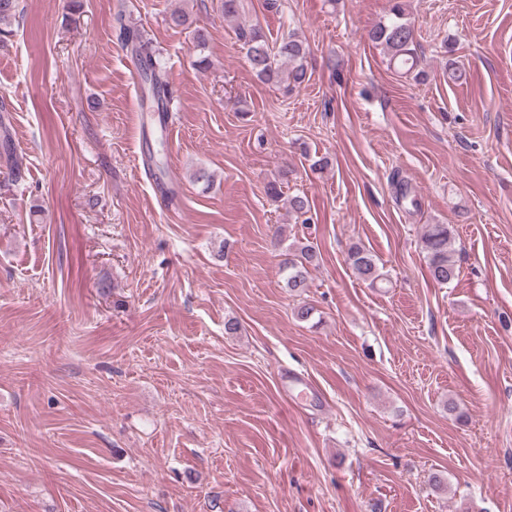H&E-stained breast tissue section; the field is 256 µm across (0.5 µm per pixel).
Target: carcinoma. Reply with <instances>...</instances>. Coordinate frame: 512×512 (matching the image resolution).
<instances>
[{"instance_id":"1","label":"carcinoma","mask_w":512,"mask_h":512,"mask_svg":"<svg viewBox=\"0 0 512 512\" xmlns=\"http://www.w3.org/2000/svg\"><path fill=\"white\" fill-rule=\"evenodd\" d=\"M19 0H0V42L5 43L13 36L12 18L19 10ZM115 22L125 45L131 47L139 75L145 85L142 109L151 114L153 121L163 126L165 116L172 110L174 92L167 71L160 61L159 52L153 42L126 20L120 10ZM238 38L247 47L246 57L256 78L263 84L278 87L287 93L300 88L307 77L308 46L295 35L290 34L281 40L276 49H271L266 35L258 25L238 29ZM369 38L382 45L389 56L390 64L401 74L417 72L419 57L415 44L414 28L406 17L404 4L394 0L386 21L369 32ZM288 210L296 218L308 222L305 215L310 212V203L304 195L288 197ZM430 274L435 282L445 285L457 275L456 261L453 258L451 231L446 224H429L423 235ZM291 257L283 264L287 273V287L294 292H302L308 287L310 268L319 263L320 252L312 244H300L290 248ZM347 262L357 276L375 282L379 279L378 265L374 256L364 247L354 244L347 252Z\"/></svg>"}]
</instances>
